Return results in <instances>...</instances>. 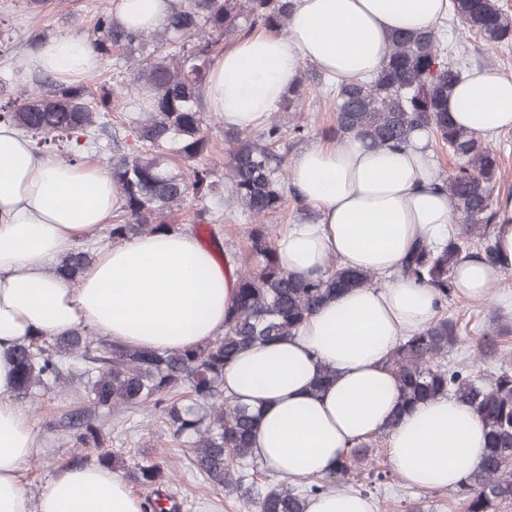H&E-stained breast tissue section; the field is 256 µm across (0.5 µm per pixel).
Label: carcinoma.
<instances>
[{
	"instance_id": "obj_1",
	"label": "carcinoma",
	"mask_w": 512,
	"mask_h": 512,
	"mask_svg": "<svg viewBox=\"0 0 512 512\" xmlns=\"http://www.w3.org/2000/svg\"><path fill=\"white\" fill-rule=\"evenodd\" d=\"M289 0H170V16L160 28L135 31L114 12L96 17L91 45L102 60L115 59L112 85L99 87V100L88 102L84 83L63 84L36 75L33 85L14 91L0 75V124L23 132L40 152H57L69 163L84 161L110 112L131 114L130 134L137 150L108 158L120 200L108 239L118 243L142 233L172 230L168 218L188 197H210L255 221L250 251L256 265L236 271L235 297L225 319L224 334L196 347L159 353L104 339L90 338L83 327L66 336L36 337L13 352L15 393L35 402L52 388L80 389L97 411L114 405L146 403L166 412L179 438L192 450V464L210 485L235 487L257 512H306L310 497L329 485L360 480L359 462L370 448L360 442L349 449L327 478L299 487L271 483L252 497L258 462L251 441L257 415L252 408L224 398V367L242 351L286 339L339 292L368 288L376 276L340 266L317 279L284 271L274 254L262 220L285 203L288 171L275 146L303 128L285 129L267 121L258 129L227 133L228 196L206 168L176 169L209 152L210 125L204 89L215 61L229 40H241L260 26L286 30ZM449 11L464 29L496 49L512 44V14L501 0H449ZM392 48L382 70L369 82L332 87L336 93L334 138L356 135L369 147L409 143L418 129L461 160L441 188L457 202L461 234L483 237L499 217L492 207L496 183L495 150L458 127L448 115V94L463 75L454 51L437 32H405L391 37ZM463 253L451 238L439 249L418 246L401 274L433 288L439 300L455 293L450 270ZM94 260L83 247L69 252L53 273L75 281ZM460 340L456 324L443 317L411 336L390 355L388 367L398 380L400 408L448 395L468 403L479 416L487 439L479 469L463 484L464 512H498L512 502V372L484 383L467 363H444ZM78 446L94 448L98 464L112 467L115 456L103 447L101 430L90 424L75 434ZM167 478L155 463H137L130 479L154 486Z\"/></svg>"
}]
</instances>
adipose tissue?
Listing matches in <instances>:
<instances>
[{
  "label": "adipose tissue",
  "instance_id": "1",
  "mask_svg": "<svg viewBox=\"0 0 512 512\" xmlns=\"http://www.w3.org/2000/svg\"><path fill=\"white\" fill-rule=\"evenodd\" d=\"M168 11V0H120L117 18L155 28ZM447 14L448 0H293L286 33L240 40L216 61L207 107L227 127L253 128L278 108L302 64L341 82L366 80L387 60L393 33L432 29ZM99 65L89 38L61 34L42 41L27 68L74 84ZM448 111L486 139L510 130L512 79L473 69L454 86ZM290 171L295 193L319 218L274 239L281 267L317 278L335 261L380 281L338 293L288 340L253 346L225 367V395L260 411L256 458L286 480L326 476L349 448L383 432L406 484L459 486L485 453L476 413L440 396L393 420L399 389L386 366L399 342L424 332L437 312L433 288L400 276L404 259L458 231L456 203L436 186L427 133L415 131L399 148H371L354 135L315 143L292 158ZM116 207L107 170L37 153L0 125V512H140L121 474L95 464L62 468L28 496L20 475L35 436L13 397L16 345L86 326L117 343L173 352L224 332L236 278L189 233L143 234L104 248L75 286L51 274L59 256L95 240ZM494 242L496 263L464 254L451 269L460 296L484 300L512 268V218L498 224ZM325 368L336 378L313 392Z\"/></svg>",
  "mask_w": 512,
  "mask_h": 512
}]
</instances>
